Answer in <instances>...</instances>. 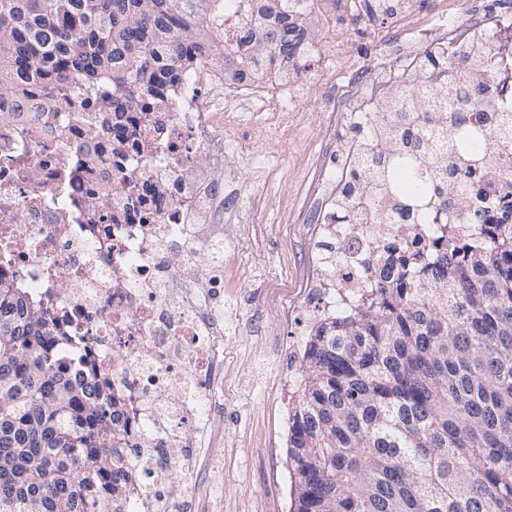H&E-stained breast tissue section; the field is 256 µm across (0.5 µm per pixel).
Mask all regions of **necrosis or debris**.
Returning <instances> with one entry per match:
<instances>
[{
    "mask_svg": "<svg viewBox=\"0 0 512 512\" xmlns=\"http://www.w3.org/2000/svg\"><path fill=\"white\" fill-rule=\"evenodd\" d=\"M340 27L323 41L307 37L299 73L263 62L248 80L194 51L165 111L141 104L111 117L100 136L86 134L87 113L31 112L0 122V274L47 308L77 337L124 400L129 417L127 468L144 478L134 512H172L192 485L197 435L206 428L224 366V269L241 258L233 220L246 177L243 143L301 142L317 134L324 148L300 153L295 180L284 185L283 224L320 244L318 260L295 269L269 293L284 324L309 310L351 307L369 272L359 257L368 242L400 246L405 224L336 221V200L355 145L348 130L384 103L392 70L365 68L348 39L380 20L392 43L408 41L414 65L421 46L448 53L460 28L492 45L500 72L512 74V6L488 13L485 0H341ZM333 52L349 73L333 100L311 65ZM125 150L114 154V140ZM70 270L68 287L58 285Z\"/></svg>",
    "mask_w": 512,
    "mask_h": 512,
    "instance_id": "necrosis-or-debris-1",
    "label": "necrosis or debris"
}]
</instances>
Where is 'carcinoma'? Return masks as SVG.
Returning a JSON list of instances; mask_svg holds the SVG:
<instances>
[{"instance_id":"1","label":"carcinoma","mask_w":512,"mask_h":512,"mask_svg":"<svg viewBox=\"0 0 512 512\" xmlns=\"http://www.w3.org/2000/svg\"><path fill=\"white\" fill-rule=\"evenodd\" d=\"M224 0H0V120L123 112L175 83L196 45L240 71L209 31ZM289 0H248L267 24L251 59L291 58L305 30ZM426 49L354 126L355 198L409 224L367 254L368 295L310 328L289 403L291 512H512V107L484 75L493 53ZM52 94L24 105L32 82ZM493 191L487 208L470 199ZM483 229L459 234L455 225ZM73 337L0 276V512H129L125 402L72 381Z\"/></svg>"}]
</instances>
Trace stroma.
Returning <instances> with one entry per match:
<instances>
[{"mask_svg":"<svg viewBox=\"0 0 512 512\" xmlns=\"http://www.w3.org/2000/svg\"><path fill=\"white\" fill-rule=\"evenodd\" d=\"M291 145L278 142L246 148L241 161L252 167V179L241 189L243 201L258 199L263 221L256 224L241 210L239 232L245 244L259 246L266 265L295 268L308 261L312 242L296 228L280 222V180L288 175ZM279 166V176L269 179L263 163ZM228 287L238 289L234 304L225 305L224 321L243 316L239 331L227 336L224 346V397L214 403L209 428L222 433L215 448L224 458L223 477L198 473L212 504L223 512H290L294 477L288 465L286 398L274 386L288 373L282 347L295 332L283 331L277 314L263 305L272 283L264 267L231 268Z\"/></svg>","mask_w":512,"mask_h":512,"instance_id":"35a3bbf8","label":"stroma"}]
</instances>
